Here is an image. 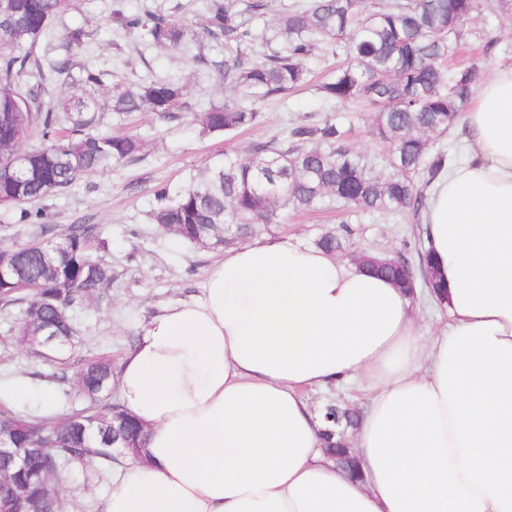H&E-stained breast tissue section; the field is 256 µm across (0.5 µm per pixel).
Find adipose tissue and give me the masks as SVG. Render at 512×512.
<instances>
[{"label":"adipose tissue","mask_w":512,"mask_h":512,"mask_svg":"<svg viewBox=\"0 0 512 512\" xmlns=\"http://www.w3.org/2000/svg\"><path fill=\"white\" fill-rule=\"evenodd\" d=\"M463 132L471 159L427 189L420 223L445 328L422 336L411 291L301 239L225 251L122 363L146 460L100 512H512V65ZM356 377L354 478L304 394Z\"/></svg>","instance_id":"1"}]
</instances>
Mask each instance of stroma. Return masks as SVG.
<instances>
[{"label": "stroma", "instance_id": "stroma-1", "mask_svg": "<svg viewBox=\"0 0 512 512\" xmlns=\"http://www.w3.org/2000/svg\"><path fill=\"white\" fill-rule=\"evenodd\" d=\"M478 4L447 66L452 70L475 67L482 82L497 68L512 64V0H478ZM142 5L161 11L181 6L183 16L191 22L199 21L202 11L200 0H75L74 8L53 22L50 34L36 47L39 54L56 56L71 29L82 26L86 17L100 18L101 24L81 58L106 74L94 95L105 114L107 129L138 134L145 148L137 160L83 178L41 203L58 231L79 221L99 225L103 243L99 254L109 262L117 280L106 293L88 299L75 312L76 347L59 363L42 361L7 335L18 310L0 312V385L21 382L27 387L26 395L10 404L16 411L35 410L45 399L59 417L83 407L84 399L72 393L74 371L81 360L105 354L111 356L114 367H121L144 322L171 302L201 296L208 268L221 260L224 252L199 249L159 231L149 217L156 204L157 186L185 185L222 152L246 150L257 140L285 138L295 122L309 116H335L346 132L348 146L376 165H383L385 160L387 145L372 133L366 107L353 103L337 109L318 93L317 83L330 76L344 59L343 53L329 50L307 60L310 85L289 93L286 99L259 102L261 123L232 138L200 135L187 118L169 122L150 112L128 117L114 114L112 85L117 79L132 87L150 76H180L190 82L199 100L223 95L220 76L194 62V48L146 47L138 37L112 24L113 10ZM344 226L352 232L350 253L416 256L419 228L415 219L404 214L364 213L338 203L313 212L284 211L280 223L272 225L269 233L296 235L313 244L324 233L340 231ZM61 376L66 379L62 385L57 382ZM111 488V471L79 465L68 469L60 481L68 512H97Z\"/></svg>", "mask_w": 512, "mask_h": 512}]
</instances>
